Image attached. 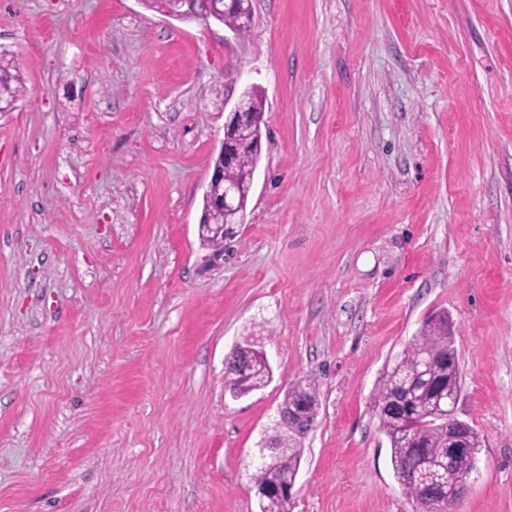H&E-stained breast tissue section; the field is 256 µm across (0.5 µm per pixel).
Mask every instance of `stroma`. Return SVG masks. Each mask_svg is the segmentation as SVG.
Instances as JSON below:
<instances>
[{
    "label": "stroma",
    "mask_w": 512,
    "mask_h": 512,
    "mask_svg": "<svg viewBox=\"0 0 512 512\" xmlns=\"http://www.w3.org/2000/svg\"><path fill=\"white\" fill-rule=\"evenodd\" d=\"M0 0V512H259L289 386L293 512H416L374 395L447 312L480 436L456 512H512V0ZM265 124L244 220L199 236L228 112ZM272 377L235 398L243 339ZM186 2L187 0H170L167 7L162 9L161 12L169 16L186 20L192 19L194 16L195 18H201L204 20L212 19L223 23L227 27H231L236 24L237 19L233 14L224 15L222 17L213 14L211 0H189L188 3ZM183 5L188 11L181 10ZM26 92L25 82L16 67H8L0 74V100L11 106L12 110L15 104L22 98ZM281 406L286 409L303 406L302 413L305 418L309 422H316L320 407L319 396L310 383L300 381L288 388Z\"/></svg>",
    "instance_id": "35a3bbf8"
}]
</instances>
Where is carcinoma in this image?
Returning <instances> with one entry per match:
<instances>
[{"label":"carcinoma","instance_id":"1","mask_svg":"<svg viewBox=\"0 0 512 512\" xmlns=\"http://www.w3.org/2000/svg\"><path fill=\"white\" fill-rule=\"evenodd\" d=\"M185 9L195 17L215 20L231 27L234 15L219 17L212 12L211 0H188ZM26 92L25 82L16 68L0 72V101L13 107ZM259 155L250 147L241 150L238 161L226 171V178L242 187L252 182ZM456 357L447 314H438L420 329L415 340L401 354L381 379L375 408L381 430L390 442L392 470L407 497L419 507V512H455L459 502L456 482L467 473L463 461L447 466L448 423L436 421L433 414L448 392L461 388L460 373L452 358ZM267 384L266 374L246 375L231 367L225 370L224 386L232 393L259 389ZM281 406L302 408L308 421H316L320 402L316 389L307 382L289 387ZM298 430L276 439L270 463L256 467L252 479L260 488L281 481L294 480L300 466ZM429 466L427 476L447 483V493L437 503L420 496L419 484L407 474Z\"/></svg>","mask_w":512,"mask_h":512}]
</instances>
